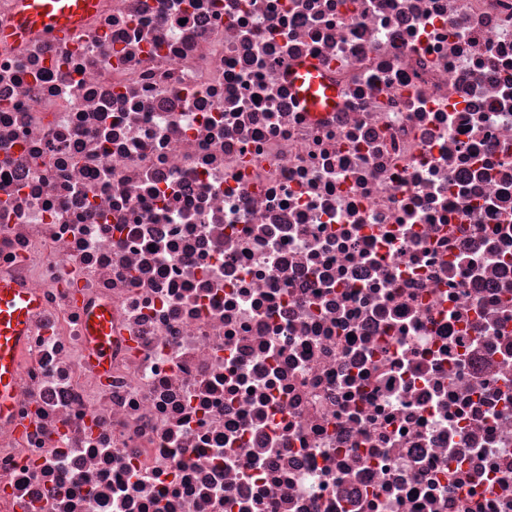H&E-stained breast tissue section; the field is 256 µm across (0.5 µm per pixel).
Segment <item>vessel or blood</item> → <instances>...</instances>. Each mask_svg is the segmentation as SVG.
I'll return each instance as SVG.
<instances>
[{"instance_id": "obj_1", "label": "vessel or blood", "mask_w": 512, "mask_h": 512, "mask_svg": "<svg viewBox=\"0 0 512 512\" xmlns=\"http://www.w3.org/2000/svg\"><path fill=\"white\" fill-rule=\"evenodd\" d=\"M95 0H20L14 34L35 31L61 42L71 37L77 18L90 12ZM289 80L305 111L328 112L339 97L322 75L316 61L294 66ZM38 308L37 298L23 288L0 280V417L11 413L19 397L17 353L27 338L28 323ZM112 307L99 305L85 316L84 334L93 366L107 370L112 360Z\"/></svg>"}]
</instances>
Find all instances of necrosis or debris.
<instances>
[{
    "instance_id": "1",
    "label": "necrosis or debris",
    "mask_w": 512,
    "mask_h": 512,
    "mask_svg": "<svg viewBox=\"0 0 512 512\" xmlns=\"http://www.w3.org/2000/svg\"><path fill=\"white\" fill-rule=\"evenodd\" d=\"M96 2L0 34V512H512V0ZM289 80L305 112H329L339 103L336 88L323 79L314 60L292 67ZM37 308L34 295L13 282L0 280V417L11 413L19 397L17 353ZM112 306L101 304L85 316L84 334L93 366L99 371L109 368L112 360Z\"/></svg>"
}]
</instances>
